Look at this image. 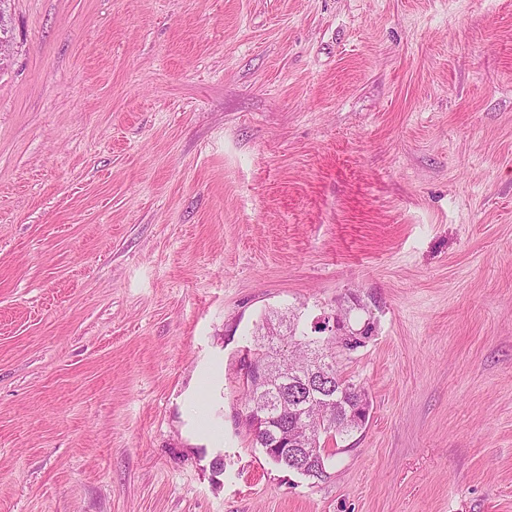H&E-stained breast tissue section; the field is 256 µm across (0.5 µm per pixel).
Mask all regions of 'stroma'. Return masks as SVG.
Wrapping results in <instances>:
<instances>
[{
  "label": "stroma",
  "instance_id": "obj_1",
  "mask_svg": "<svg viewBox=\"0 0 512 512\" xmlns=\"http://www.w3.org/2000/svg\"><path fill=\"white\" fill-rule=\"evenodd\" d=\"M0 512H512V0H9ZM369 311L323 480L238 418L265 314Z\"/></svg>",
  "mask_w": 512,
  "mask_h": 512
}]
</instances>
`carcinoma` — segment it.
Masks as SVG:
<instances>
[{
    "instance_id": "carcinoma-1",
    "label": "carcinoma",
    "mask_w": 512,
    "mask_h": 512,
    "mask_svg": "<svg viewBox=\"0 0 512 512\" xmlns=\"http://www.w3.org/2000/svg\"><path fill=\"white\" fill-rule=\"evenodd\" d=\"M348 340L314 339L301 327L295 310L273 312L256 326L253 346L244 357H262L271 372L259 382L245 377L244 407L265 418L253 442L270 448L280 437L307 436L319 443L322 464L312 478L326 477L334 456L328 445L361 430L367 423L370 401L365 387L336 367V353Z\"/></svg>"
}]
</instances>
